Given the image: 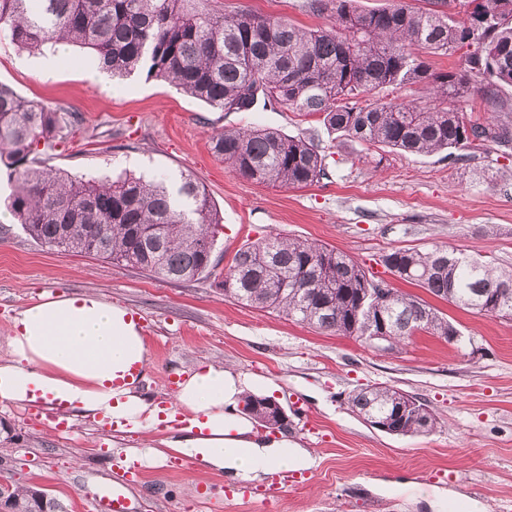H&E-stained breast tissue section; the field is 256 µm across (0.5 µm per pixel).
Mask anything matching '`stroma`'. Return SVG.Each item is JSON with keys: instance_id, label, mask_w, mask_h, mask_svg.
<instances>
[{"instance_id": "obj_1", "label": "stroma", "mask_w": 512, "mask_h": 512, "mask_svg": "<svg viewBox=\"0 0 512 512\" xmlns=\"http://www.w3.org/2000/svg\"><path fill=\"white\" fill-rule=\"evenodd\" d=\"M310 0H211L224 14L285 18L303 28L334 25ZM87 50L44 54L0 40V84L79 122L49 166L76 177L122 171L193 175L223 217L212 276L161 281L29 239L13 218L0 222V353L15 310L45 292L94 291L140 312L150 365L142 392L173 401L168 373L219 360L273 384L289 436L320 458L304 481L277 497L267 485L225 497L223 475L173 456L125 476V449L140 433H121L38 405L0 404V475L42 487L68 512H90L95 497L121 489L128 512H433L426 495L449 492L446 512H512V320L477 315L392 275L381 257L397 248L446 244L512 267V147L443 154L379 152L336 134L318 117L280 108L220 112L139 69L98 83ZM273 127L310 140L325 157V178L303 188L261 185L215 157L209 134ZM343 252L389 287L436 307L461 333L453 345L416 333L393 353L319 330L226 297L222 280L235 253L271 231ZM382 384L418 397L441 419L428 435H389L352 412L361 388Z\"/></svg>"}]
</instances>
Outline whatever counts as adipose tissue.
Here are the masks:
<instances>
[{
    "instance_id": "adipose-tissue-1",
    "label": "adipose tissue",
    "mask_w": 512,
    "mask_h": 512,
    "mask_svg": "<svg viewBox=\"0 0 512 512\" xmlns=\"http://www.w3.org/2000/svg\"><path fill=\"white\" fill-rule=\"evenodd\" d=\"M0 356V404L63 407L84 418L111 421L123 432H157L163 410L144 396L128 373L146 367L148 349L128 310L100 295H41L16 311ZM254 380L218 362L197 367L180 385L176 405L183 426L157 444L130 449L142 465L170 455L198 460L231 480L260 481L271 471L309 470L312 450L287 434L257 435L240 401Z\"/></svg>"
}]
</instances>
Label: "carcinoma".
Instances as JSON below:
<instances>
[{
	"instance_id": "1",
	"label": "carcinoma",
	"mask_w": 512,
	"mask_h": 512,
	"mask_svg": "<svg viewBox=\"0 0 512 512\" xmlns=\"http://www.w3.org/2000/svg\"><path fill=\"white\" fill-rule=\"evenodd\" d=\"M202 0H0V36L23 50L68 45L88 50L98 68L123 78L142 66L214 110L286 107L318 115L330 133L416 155L460 151L475 143H512V0H477L485 21L468 39L467 20L416 10L407 0L363 12L355 0H310L330 11V29H303L282 18L227 16ZM466 50L461 71L434 72L420 52ZM430 87L434 102H381L383 89ZM480 88L496 116L472 120L456 103ZM78 124L0 86V162L14 172L8 206L34 242L104 259L151 276L192 282L213 274L222 217L192 175L173 179L120 174L75 178L45 164ZM209 149L247 179L305 187L320 181L325 157L310 141L271 128L214 134ZM399 278L482 315L512 316V269L434 245L398 248L382 257ZM224 296L282 313L299 323L370 343L379 322L394 345L425 331L448 343L451 323L424 300L387 289L378 306L369 276L350 256L279 233L249 243L224 274ZM357 415L388 420L391 435L433 432L439 421L417 398L381 384L351 399ZM244 410L270 422L269 399L248 395ZM11 512H66L55 499L0 480Z\"/></svg>"
}]
</instances>
